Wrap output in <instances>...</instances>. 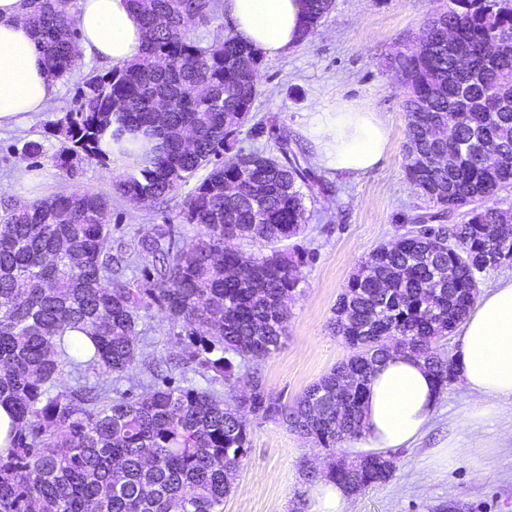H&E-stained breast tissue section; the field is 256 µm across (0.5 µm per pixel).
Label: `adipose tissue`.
Here are the masks:
<instances>
[{"label": "adipose tissue", "mask_w": 512, "mask_h": 512, "mask_svg": "<svg viewBox=\"0 0 512 512\" xmlns=\"http://www.w3.org/2000/svg\"><path fill=\"white\" fill-rule=\"evenodd\" d=\"M224 17L240 41L270 58L286 53L302 34L300 0H224ZM76 19L79 55L115 66L140 57L144 33L130 0H77ZM57 91L23 19L22 0H0V129L27 126ZM304 133L317 161L339 173L373 170L389 148L386 120L359 100L316 104ZM461 331L455 364L472 396V418L487 420L512 399V277L479 297ZM438 398L421 361L391 353L369 379L363 427L351 446L366 453L409 447L428 428Z\"/></svg>", "instance_id": "1"}]
</instances>
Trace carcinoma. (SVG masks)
I'll use <instances>...</instances> for the list:
<instances>
[{"label":"carcinoma","mask_w":512,"mask_h":512,"mask_svg":"<svg viewBox=\"0 0 512 512\" xmlns=\"http://www.w3.org/2000/svg\"><path fill=\"white\" fill-rule=\"evenodd\" d=\"M145 44L134 62L90 72L56 133L60 169L75 157L103 160L101 134L116 123L115 142L140 132L159 143L117 185L132 203L178 195L201 169L175 221L131 240L102 220L109 199L90 189L0 213V404L16 431L0 454V512H224L226 472L250 452L241 410L278 421L323 448L362 428L371 374L392 351L431 371L438 389L456 373L436 346L461 323L479 294L486 257L512 254L499 233L509 210L489 205L512 186V0H448L428 20L429 51H399L390 66L405 89V170L418 196L436 208L361 261L340 294L330 329L350 355L291 405L267 387L259 364L279 349L302 279L300 262L277 244L306 226L305 195L314 190L304 157L288 144L277 154L241 148L219 161L248 120L258 70L235 62L260 52L227 33L203 42L199 30L224 19L223 0H131ZM302 39L314 34L334 0H302ZM24 18L56 80L79 68L75 15L62 0H23ZM471 54L460 66L448 30ZM495 97L501 110L488 112ZM167 104L163 117L159 103ZM452 127L467 158L448 166ZM198 137L182 144L185 129ZM500 157L489 166L486 153ZM462 217L456 222V217ZM197 227L184 248L178 225ZM270 246V253L228 249L229 239ZM140 269L141 276L126 272ZM179 337L173 368L208 386L169 379L131 396L82 381L101 367L118 380L135 377L143 326L153 310ZM93 344L88 351L80 338ZM75 385L52 393L64 368ZM249 392L239 394L241 373ZM350 377L336 407V383ZM395 457L342 458L313 480L337 481L350 494L388 482Z\"/></svg>","instance_id":"obj_1"}]
</instances>
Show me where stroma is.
Returning <instances> with one entry per match:
<instances>
[{"instance_id": "35a3bbf8", "label": "stroma", "mask_w": 512, "mask_h": 512, "mask_svg": "<svg viewBox=\"0 0 512 512\" xmlns=\"http://www.w3.org/2000/svg\"><path fill=\"white\" fill-rule=\"evenodd\" d=\"M437 6V0H335L312 37L263 58L250 121L224 151L228 158L241 147L269 153L275 138H283L309 158L311 172L327 186L307 203L308 230L285 243L304 256L300 292L289 304L280 348L260 365L268 388L284 400H294L349 356L343 338L329 329L332 309L361 260L409 228L421 204L404 170V89L387 61L421 34ZM77 82L74 76L60 81L48 110L28 127L0 132V183L12 187L11 195L0 194V208L90 189L110 197L106 222L113 235H146L176 215L180 198L135 205L117 191L120 177L111 160L82 162L70 174L53 161L62 147L53 125L71 105ZM338 98L367 101L387 118L389 150L378 168L345 176L314 161L304 121L319 101ZM257 122L275 127V135L253 136ZM31 143L40 144L38 156L27 155ZM178 349L161 318L151 319L141 353L153 371L165 372ZM468 400L461 380L450 382L422 438L396 449L393 477L349 497L346 512H512V400L476 430L467 421ZM249 428L251 450L234 475L224 512H310L315 484L305 479L304 464L327 461L329 451L279 422L254 419ZM474 434L484 447L471 449L448 471L432 470L435 449Z\"/></svg>"}]
</instances>
